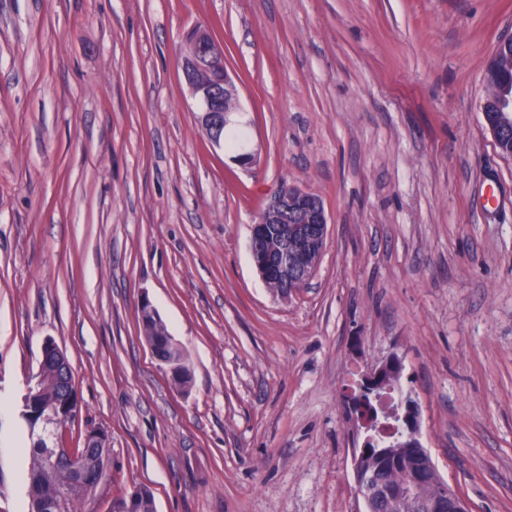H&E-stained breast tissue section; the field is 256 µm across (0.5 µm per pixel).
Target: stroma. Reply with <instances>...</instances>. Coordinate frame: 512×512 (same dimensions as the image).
Masks as SVG:
<instances>
[{"label": "stroma", "instance_id": "35a3bbf8", "mask_svg": "<svg viewBox=\"0 0 512 512\" xmlns=\"http://www.w3.org/2000/svg\"><path fill=\"white\" fill-rule=\"evenodd\" d=\"M196 24L238 81L250 169L181 79ZM511 34L512 0H0V512H30L21 411L49 338L79 401L64 446L93 424L112 448L81 512L136 486L157 512H365L346 397L392 354L440 477L512 512V157L481 113ZM285 181L330 224L283 299L249 241ZM142 332L145 340L147 342L154 341L157 345V351L164 355L168 353L163 347V341L166 340V336L168 335V329L165 323L161 321H156L153 318H142ZM154 358L166 366L172 376L174 381V377L178 369L182 365H186L187 357L186 352L179 341H177L173 336H167V347L170 352V356L161 357L156 353L155 347L153 344H147ZM175 382V381H174ZM191 382V372L187 365L184 368L183 378L181 379V384L183 387L189 386Z\"/></svg>", "mask_w": 512, "mask_h": 512}]
</instances>
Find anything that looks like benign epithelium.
Segmentation results:
<instances>
[{
    "mask_svg": "<svg viewBox=\"0 0 512 512\" xmlns=\"http://www.w3.org/2000/svg\"><path fill=\"white\" fill-rule=\"evenodd\" d=\"M180 70L183 82L198 104V120L205 129L214 148L224 147V128L235 123L241 112L235 77L224 67V53L216 44L210 29L205 25L192 27L185 35L181 52ZM500 82V93L493 106L482 104L483 119L494 138L512 127V74L504 75L488 70ZM328 216L320 198L296 184H282L263 206L256 224L251 226L250 241L277 240V247L270 252L250 250L252 262L263 282L272 278L284 282L299 279L314 271L326 245ZM154 358L174 375L186 364V352L179 341L167 336L170 355L156 354L153 344H148ZM399 363L392 358L359 384V392L372 389L387 399V392L394 383L391 368ZM51 368L63 384V396L59 402L47 405L41 402L38 387H28L23 398L27 411L28 434L47 438L55 436L66 422L77 415L78 397L71 368L63 350L55 341L48 339L42 346L39 369ZM386 415L393 428L405 433L406 438L398 448H386L382 460L402 464L408 473L407 482L400 486L387 484L376 476L377 469L365 467L366 449L353 453V470L357 493L366 504L376 500L404 497L413 501L420 512H469L461 494L441 487L429 500L415 497L416 489L423 483H433V467L430 454L424 448L419 435L420 413L418 405L406 396ZM52 461L64 463L82 474L84 480L100 478L94 462L87 455L70 448H55Z\"/></svg>",
    "mask_w": 512,
    "mask_h": 512,
    "instance_id": "obj_1",
    "label": "benign epithelium"
}]
</instances>
